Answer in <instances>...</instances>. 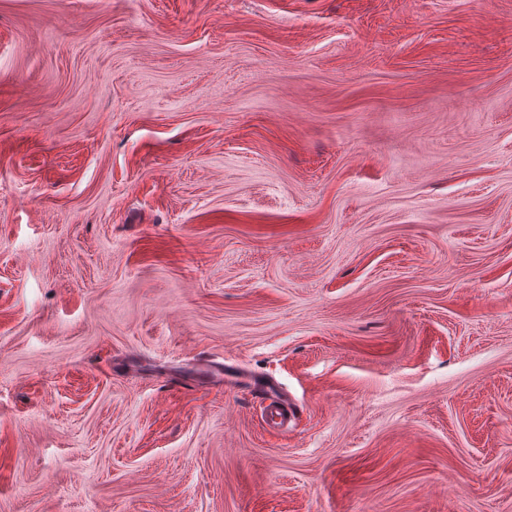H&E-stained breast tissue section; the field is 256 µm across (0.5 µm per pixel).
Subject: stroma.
<instances>
[{
	"mask_svg": "<svg viewBox=\"0 0 512 512\" xmlns=\"http://www.w3.org/2000/svg\"><path fill=\"white\" fill-rule=\"evenodd\" d=\"M0 512H512V0H0Z\"/></svg>",
	"mask_w": 512,
	"mask_h": 512,
	"instance_id": "1",
	"label": "stroma"
}]
</instances>
